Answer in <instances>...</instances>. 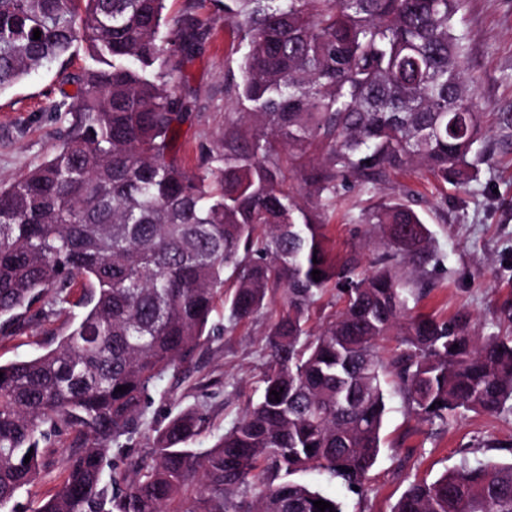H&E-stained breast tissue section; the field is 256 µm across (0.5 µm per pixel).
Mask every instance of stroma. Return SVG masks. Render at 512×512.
Instances as JSON below:
<instances>
[{"instance_id":"35a3bbf8","label":"stroma","mask_w":512,"mask_h":512,"mask_svg":"<svg viewBox=\"0 0 512 512\" xmlns=\"http://www.w3.org/2000/svg\"><path fill=\"white\" fill-rule=\"evenodd\" d=\"M224 2L166 0L168 21L187 14L199 21L200 50L181 64L189 116L181 126L178 157L190 171L206 162L224 131L225 114L239 109L235 86L246 46L225 22ZM462 16L468 68L477 79L475 104L486 114L483 146L490 161L477 163L461 186L440 184L422 169L390 173L371 189L347 185L324 207L323 218L336 254L356 255L357 270L364 273L387 247L362 223V213L389 201L409 204L434 238V255L425 266L432 286L417 311L442 320L466 317L477 336L512 337V0H465ZM91 64L87 48L78 43L64 65L0 92L1 184L13 183L55 150L66 130L56 107L76 94L75 78ZM284 304V291L272 292L267 315L230 331L223 328V307H216L211 316L216 335L192 364L159 382L148 421L159 426L179 408L200 406L205 423L195 445L209 447L258 399L268 325ZM32 309L42 314L37 326L26 324L0 338L1 364L43 352L84 312L74 302L52 313L43 299ZM388 407L381 452L362 493L348 492L316 472L303 473L302 481L344 500L348 512H391L412 482L434 481L465 463L512 462V409L494 417L461 412L443 427L418 419L400 397L391 398Z\"/></svg>"}]
</instances>
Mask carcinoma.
Wrapping results in <instances>:
<instances>
[{
	"label": "carcinoma",
	"instance_id": "cac0c4a2",
	"mask_svg": "<svg viewBox=\"0 0 512 512\" xmlns=\"http://www.w3.org/2000/svg\"><path fill=\"white\" fill-rule=\"evenodd\" d=\"M165 2L0 0V92L77 42L96 63L62 104L57 150L0 185V317L12 322L45 296L63 309L85 282V313L68 334L0 364V510L19 512L21 491L50 474L40 442L72 433L58 490L33 512H319L318 500L346 512L293 476L323 471L363 488L395 394L431 424L501 414L512 403V338H476L464 318L407 315L423 291L397 268L432 246L418 213L388 203L363 214L389 251L359 275L356 258L334 253L320 212L278 182L282 155L321 206L394 170L464 183L486 153L476 150L484 113L466 67L463 0H227L247 46L242 112L194 173L171 155L186 118L177 73L197 50L198 21L168 24ZM280 287L286 308L269 324L262 394L242 418L208 448L190 447L196 406L147 425L157 384L215 335L217 299L232 328L266 314ZM330 290L344 307L313 328ZM390 335L399 347L386 362L377 343ZM138 435L152 451L106 475L109 451ZM392 512H512V463L413 482Z\"/></svg>",
	"mask_w": 512,
	"mask_h": 512
}]
</instances>
